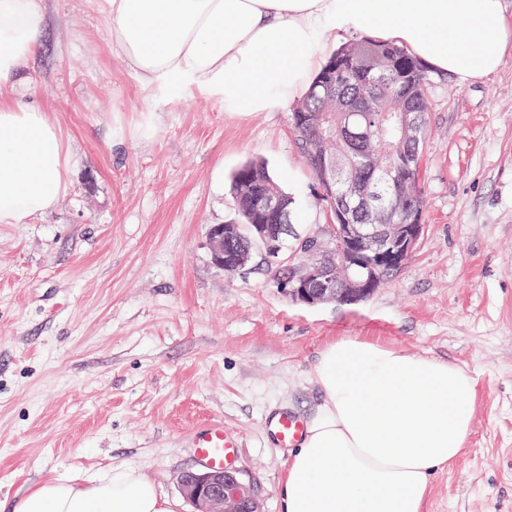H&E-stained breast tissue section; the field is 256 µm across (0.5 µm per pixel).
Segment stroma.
<instances>
[{
    "instance_id": "1",
    "label": "stroma",
    "mask_w": 512,
    "mask_h": 512,
    "mask_svg": "<svg viewBox=\"0 0 512 512\" xmlns=\"http://www.w3.org/2000/svg\"><path fill=\"white\" fill-rule=\"evenodd\" d=\"M44 9L21 100L52 115L76 164L53 212L0 224V506L48 477L125 463L195 512L177 477L203 466L195 429L220 421L261 512H281L287 451L265 423L283 408L310 416L319 351L361 336L476 382L472 431L424 512H512V56L430 89L425 228L398 277L357 304L308 306L260 260L216 267L207 236L234 216V172L260 159L294 199L296 234L329 237L292 104L228 112L174 80L143 96L101 0Z\"/></svg>"
}]
</instances>
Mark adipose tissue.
<instances>
[{"instance_id": "obj_1", "label": "adipose tissue", "mask_w": 512, "mask_h": 512, "mask_svg": "<svg viewBox=\"0 0 512 512\" xmlns=\"http://www.w3.org/2000/svg\"><path fill=\"white\" fill-rule=\"evenodd\" d=\"M112 48L142 91L176 79L220 95L228 112H272L307 91L350 34L405 47L462 80L512 50L502 0H102ZM43 0H0V224L50 213L74 158L44 109L15 98L42 49ZM311 377L322 398L288 455L282 512H422L435 473L472 430L475 380L455 364L359 337L326 345ZM140 469L43 480L11 512H178Z\"/></svg>"}]
</instances>
